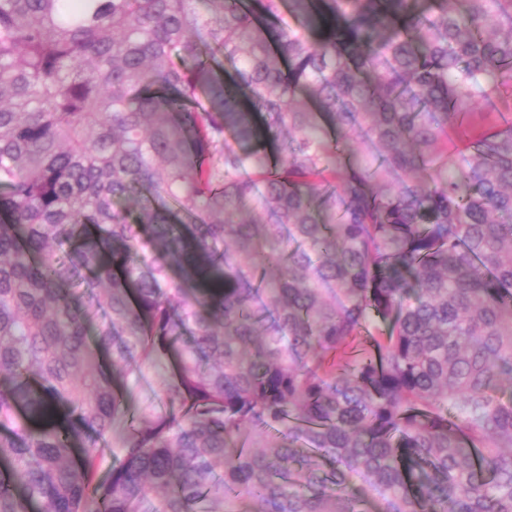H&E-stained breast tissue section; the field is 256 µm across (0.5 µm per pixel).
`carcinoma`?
<instances>
[{
	"instance_id": "obj_1",
	"label": "carcinoma",
	"mask_w": 512,
	"mask_h": 512,
	"mask_svg": "<svg viewBox=\"0 0 512 512\" xmlns=\"http://www.w3.org/2000/svg\"><path fill=\"white\" fill-rule=\"evenodd\" d=\"M511 112L512 0H0V512H512Z\"/></svg>"
}]
</instances>
